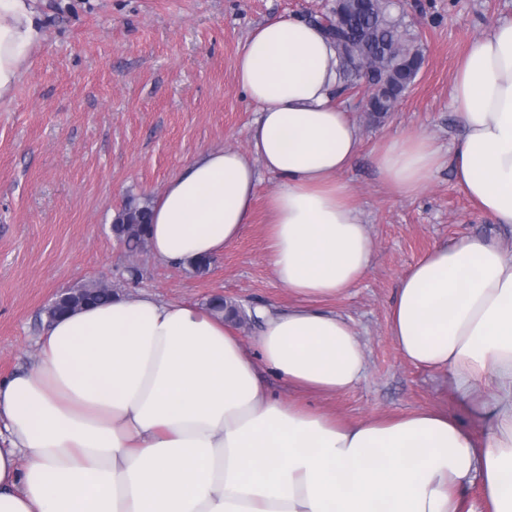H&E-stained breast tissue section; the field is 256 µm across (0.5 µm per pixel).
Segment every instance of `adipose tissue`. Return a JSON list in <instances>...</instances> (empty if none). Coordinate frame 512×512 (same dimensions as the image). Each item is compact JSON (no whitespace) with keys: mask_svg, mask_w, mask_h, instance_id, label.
I'll use <instances>...</instances> for the list:
<instances>
[{"mask_svg":"<svg viewBox=\"0 0 512 512\" xmlns=\"http://www.w3.org/2000/svg\"><path fill=\"white\" fill-rule=\"evenodd\" d=\"M33 0H0V102L41 33ZM338 58L295 17L257 26L235 78L258 108L247 151L207 149L151 208L161 262L215 257L270 195V265L296 303L263 308L252 346L209 308L143 292L47 323L35 369L0 380V512H512V248L438 244L402 276L390 334L410 364L447 376L479 422L443 409L342 422L301 395H343L366 373L362 344L323 303L363 280L374 242L344 175L361 135L336 104ZM463 135L444 153L411 130L373 149L404 198L452 166L467 197L512 226V22L474 39L450 91ZM273 372L294 389L274 395Z\"/></svg>","mask_w":512,"mask_h":512,"instance_id":"adipose-tissue-1","label":"adipose tissue"}]
</instances>
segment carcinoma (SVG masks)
I'll return each instance as SVG.
<instances>
[{"instance_id":"carcinoma-1","label":"carcinoma","mask_w":512,"mask_h":512,"mask_svg":"<svg viewBox=\"0 0 512 512\" xmlns=\"http://www.w3.org/2000/svg\"><path fill=\"white\" fill-rule=\"evenodd\" d=\"M326 32L336 42L338 57H351V65H340L344 86L366 85L370 90L366 104L369 115L379 117L391 111L414 83L423 57L388 16L387 0H369L355 6L345 28L330 26ZM148 217V206L129 204L112 224L113 233L128 252L146 248ZM112 295L114 291L98 283L84 286L70 294L71 305L52 309L49 318L55 320L80 305L108 303Z\"/></svg>"}]
</instances>
